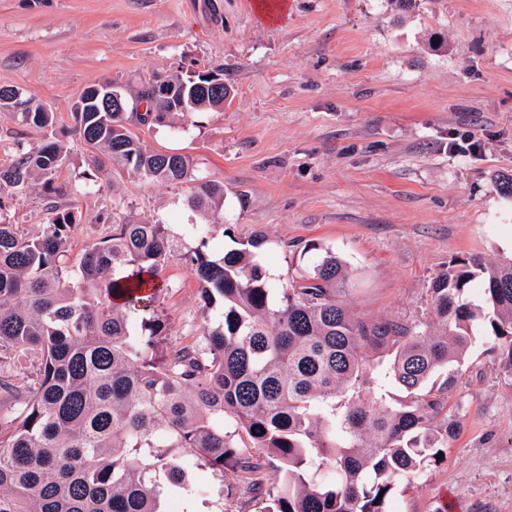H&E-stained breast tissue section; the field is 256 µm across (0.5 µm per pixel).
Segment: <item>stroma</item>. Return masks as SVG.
<instances>
[{"label":"stroma","instance_id":"stroma-1","mask_svg":"<svg viewBox=\"0 0 512 512\" xmlns=\"http://www.w3.org/2000/svg\"><path fill=\"white\" fill-rule=\"evenodd\" d=\"M222 69L234 96L183 117L185 132L135 127L152 148L190 155L197 176L223 183V250L259 236L271 282L304 263L313 241L346 262L344 297L375 323L427 331L426 290L451 257L512 255V0H288L269 21L257 0H0V86L34 97L58 126L87 86H137L157 76ZM480 141L453 153L456 132ZM57 203L83 215L128 204L186 235L200 223L184 186L148 184L118 169L101 185L77 179L84 146ZM12 223L30 231L51 200L0 190ZM169 345L197 341L222 303L203 310L180 259L164 271ZM460 430L447 458L399 487L394 512H512V381L475 328L452 394Z\"/></svg>","mask_w":512,"mask_h":512}]
</instances>
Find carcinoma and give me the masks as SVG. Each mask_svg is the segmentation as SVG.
Segmentation results:
<instances>
[{
  "label": "carcinoma",
  "mask_w": 512,
  "mask_h": 512,
  "mask_svg": "<svg viewBox=\"0 0 512 512\" xmlns=\"http://www.w3.org/2000/svg\"><path fill=\"white\" fill-rule=\"evenodd\" d=\"M219 80L175 73L136 92L93 83L72 107L69 133L95 177L118 166L143 182L186 184L185 205L222 224L224 184L129 130L177 132L174 117L224 105L231 88L212 86ZM164 82L181 85L183 109L156 94ZM0 109L44 131L40 146L20 144L0 164V185L58 195L71 158L54 113L2 86ZM78 210L77 201L51 205L39 229L24 233L0 203V512H166L169 495H232L237 487L215 491L206 478L226 470L268 501L264 512H390L398 486L439 463L459 430L449 394L475 324L512 379V257L450 258L429 288L433 321L423 333L355 316L343 300L348 271L329 249L291 245L310 268L274 288L257 258L261 239L213 260L206 225L192 224L200 243L183 257L203 308L219 298L224 315L198 342L169 348L164 312L137 320L128 308L150 307L168 290L161 271L179 240L164 221L115 207L94 216L111 234L72 265ZM475 281L478 303L467 297ZM33 350L34 382L20 387L12 361ZM384 353L407 392L397 408L358 390Z\"/></svg>",
  "instance_id": "carcinoma-1"
}]
</instances>
